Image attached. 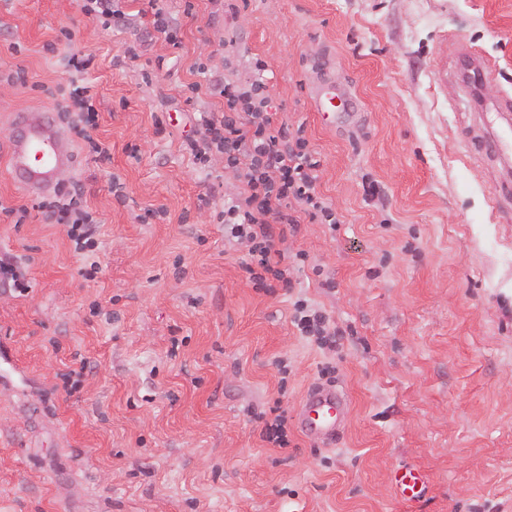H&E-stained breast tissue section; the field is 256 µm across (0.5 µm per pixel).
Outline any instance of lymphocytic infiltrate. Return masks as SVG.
<instances>
[{"mask_svg": "<svg viewBox=\"0 0 512 512\" xmlns=\"http://www.w3.org/2000/svg\"><path fill=\"white\" fill-rule=\"evenodd\" d=\"M254 69V78L225 79L223 113L204 121L201 137L190 142L188 149L197 164H207L219 152L229 167L237 169L242 188L225 204L221 220L233 237L251 242L250 260L243 268L258 287L269 291L277 284L292 285L288 259L274 248L277 228L295 226L304 216L330 225L338 224L339 218L318 190L319 153L309 148L303 130L289 133L273 128L271 99L262 77L266 65L258 59ZM90 91L89 85L73 82L58 89L67 111L84 116L78 135L88 139L97 157L105 159L109 145L92 139L88 131L96 122ZM66 197L63 204H42L46 219L69 225L76 244H90L94 217L81 189L73 188Z\"/></svg>", "mask_w": 512, "mask_h": 512, "instance_id": "1", "label": "lymphocytic infiltrate"}]
</instances>
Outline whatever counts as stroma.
<instances>
[{
    "label": "stroma",
    "instance_id": "obj_1",
    "mask_svg": "<svg viewBox=\"0 0 512 512\" xmlns=\"http://www.w3.org/2000/svg\"><path fill=\"white\" fill-rule=\"evenodd\" d=\"M185 1L119 0L129 23L113 29L74 0H0V71L25 78L0 82V204L29 211L0 221V259L28 287L0 281V512H512V153L493 148L512 0ZM159 9L179 46L144 29ZM74 49L93 58L107 159L49 94ZM473 56L484 104L464 81ZM257 58L274 126L304 129L340 219L277 239L294 286L272 294L216 219L236 172L187 148L224 107L193 85ZM319 81L344 98L324 115ZM26 110L62 131L56 189L82 186L94 247L10 179ZM298 300L338 344L299 335ZM325 382L349 402L328 446L298 422ZM277 405L284 448L263 437ZM403 468L424 476L417 500L396 492Z\"/></svg>",
    "mask_w": 512,
    "mask_h": 512
}]
</instances>
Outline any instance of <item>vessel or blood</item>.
Returning a JSON list of instances; mask_svg holds the SVG:
<instances>
[{
  "instance_id": "obj_1",
  "label": "vessel or blood",
  "mask_w": 512,
  "mask_h": 512,
  "mask_svg": "<svg viewBox=\"0 0 512 512\" xmlns=\"http://www.w3.org/2000/svg\"><path fill=\"white\" fill-rule=\"evenodd\" d=\"M17 133L13 139L10 171L14 182L28 195L50 192L60 159L56 152V132L50 131L34 115L17 113ZM345 397L333 387L317 386L305 397L300 422L311 438L329 442L336 438L346 409Z\"/></svg>"
}]
</instances>
